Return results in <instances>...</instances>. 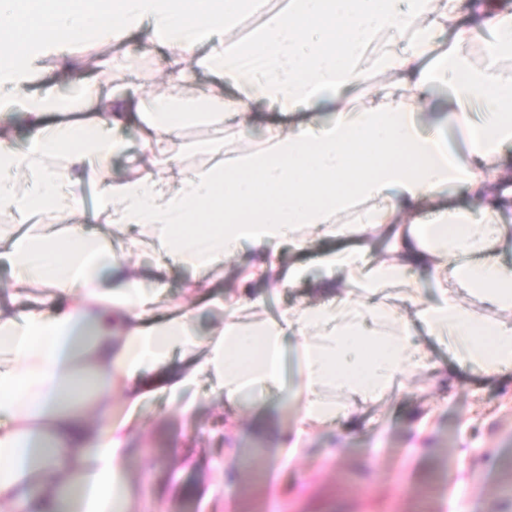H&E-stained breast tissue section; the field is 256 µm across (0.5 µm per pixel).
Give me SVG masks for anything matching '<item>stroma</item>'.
I'll list each match as a JSON object with an SVG mask.
<instances>
[{
  "label": "stroma",
  "instance_id": "stroma-1",
  "mask_svg": "<svg viewBox=\"0 0 512 512\" xmlns=\"http://www.w3.org/2000/svg\"><path fill=\"white\" fill-rule=\"evenodd\" d=\"M115 53L146 71V100L172 94L166 53L146 29L122 42H95L81 72L98 70L100 60ZM94 212L85 208L79 221L111 237L125 268L150 287L154 261L148 245L124 248L119 230L97 224ZM248 258L244 250L227 258L208 276L207 287L191 296L185 286L192 271L169 266L158 313L192 298L205 300L197 329L209 334L222 320L216 300L239 291L250 273ZM251 293L262 300L261 316L318 297L314 286L284 288L270 276L258 279ZM414 342L435 369H413L383 401L362 405L355 426L340 423L309 437L295 458L277 447L274 431L257 427L271 417L275 431L290 428L292 408L247 400L238 433L228 437L224 401L207 381H200L199 405L189 415L162 394L133 409L121 392H113V416L131 419L135 427L127 457V512H512V377L459 367L447 341L423 328H416ZM231 448L248 457L249 466L228 481L224 467Z\"/></svg>",
  "mask_w": 512,
  "mask_h": 512
}]
</instances>
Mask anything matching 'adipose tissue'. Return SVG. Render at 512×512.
I'll return each instance as SVG.
<instances>
[{
	"mask_svg": "<svg viewBox=\"0 0 512 512\" xmlns=\"http://www.w3.org/2000/svg\"><path fill=\"white\" fill-rule=\"evenodd\" d=\"M265 0H0V112L27 131L16 148L0 126V215L20 216L0 233V266L11 271L20 301L0 314V502L15 512H122L130 420L110 402L122 390L137 407L152 379L182 412L196 406L198 378L214 383L224 411L248 397L293 407L291 455L305 438L352 420L359 405L382 399L416 367L412 323L380 292L409 287L416 319L436 338L453 337L454 354L490 375L512 374V266L498 253L507 237L498 219L512 212V185L490 165L512 162V9L501 0H287L237 41L238 19ZM151 25L168 52L173 84L201 70L231 85L234 96L153 108L140 100L145 79L122 55L99 75L77 76V104L61 103L52 77L27 89L22 48L44 38L69 45L87 29L115 42ZM380 74L389 87L364 106L351 93ZM448 107L435 110V133L417 121L435 86ZM268 101L279 113L257 149L215 163H185L183 132L204 124L214 134L251 139L247 105ZM329 112L325 123L297 120ZM138 129L149 172L118 179L112 159L121 135ZM464 134L448 151L444 132ZM92 171L98 217L128 244L149 235L156 258L151 288L124 272L112 243L86 225L55 228L80 212L81 179ZM466 192L472 204L424 211L425 202ZM411 215L391 237L392 260L372 262L366 239ZM342 242L315 263L302 259L313 237ZM250 248L261 269L288 288L315 281L316 305L243 321L248 294L224 301L225 318L198 336V306L156 316L169 264L202 275ZM297 262L275 266L281 250ZM423 268L436 301L412 288ZM360 278L358 291L342 286ZM300 376L283 385L287 355Z\"/></svg>",
	"mask_w": 512,
	"mask_h": 512,
	"instance_id": "obj_1",
	"label": "adipose tissue"
}]
</instances>
